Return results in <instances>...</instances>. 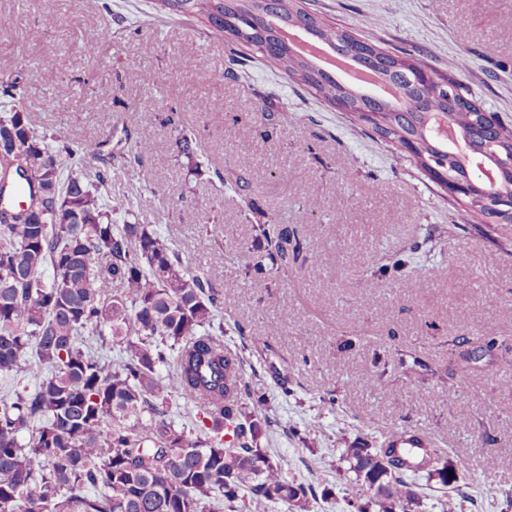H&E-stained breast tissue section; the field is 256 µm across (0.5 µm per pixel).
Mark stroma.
Instances as JSON below:
<instances>
[{"label": "stroma", "instance_id": "obj_1", "mask_svg": "<svg viewBox=\"0 0 512 512\" xmlns=\"http://www.w3.org/2000/svg\"><path fill=\"white\" fill-rule=\"evenodd\" d=\"M152 2L56 0L53 27L36 38L38 0H0V81L22 86L19 111L38 132L105 142L114 221L150 225L173 246L193 240L184 263L222 299L225 346L249 339L245 379L263 392L256 411L271 422L263 445L288 479L312 486L313 512H347L349 484L336 471L346 442L408 426L431 434L456 476L445 491L424 486L418 512H441L449 495L457 512H502L512 498V224L467 213L408 152L265 60L246 55L237 79H226L223 41L193 20L158 18ZM305 6L456 77L467 98L512 126V0ZM112 15L121 23L99 41ZM283 110L292 122L273 124L269 113ZM182 131L201 145L199 173L174 149ZM138 138L154 149L126 164ZM239 177L243 189L223 188ZM271 218L297 226L310 248L256 285L246 274L252 227ZM451 224L456 232L438 246ZM408 247L437 274L380 273L385 255ZM367 292L385 304L383 316L362 306ZM283 312L287 324L268 334ZM473 316L499 347L476 349ZM399 353L422 369L366 383L375 357ZM283 377L291 396L277 385ZM329 390L333 409L319 402ZM311 420L316 431L299 442L295 430Z\"/></svg>", "mask_w": 512, "mask_h": 512}]
</instances>
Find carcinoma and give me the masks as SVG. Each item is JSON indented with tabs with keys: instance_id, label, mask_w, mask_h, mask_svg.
<instances>
[{
	"instance_id": "carcinoma-1",
	"label": "carcinoma",
	"mask_w": 512,
	"mask_h": 512,
	"mask_svg": "<svg viewBox=\"0 0 512 512\" xmlns=\"http://www.w3.org/2000/svg\"><path fill=\"white\" fill-rule=\"evenodd\" d=\"M166 17L189 16L221 37L224 78H237L240 47H251L328 101L375 114L372 130L412 154L462 174L434 135L445 116L470 147L494 166L512 161V130L486 125L470 99L448 103L440 83H414L423 67L367 38L333 31L302 0H155ZM303 26L329 46L356 44L359 62L385 73L405 94L399 107L338 81L285 39ZM21 87L0 84V375L24 374L32 389L0 398V512H208L213 497L227 512H268L285 502L311 512V490L288 481L261 447L270 421L251 411L245 351L232 353L215 323L221 301L188 273L182 254L147 224H114L101 188L109 179L103 144L47 137L16 110ZM177 156L199 171L197 138L181 133ZM99 161L101 165L92 166ZM248 275L263 282L288 269L306 249L298 230L275 219L253 225ZM111 337L118 358L89 347ZM194 405L201 433L166 419L169 400ZM152 420L140 429L143 416ZM353 474V512H414L419 480L442 487L456 477L431 448L412 463L403 449L355 440L342 449Z\"/></svg>"
}]
</instances>
